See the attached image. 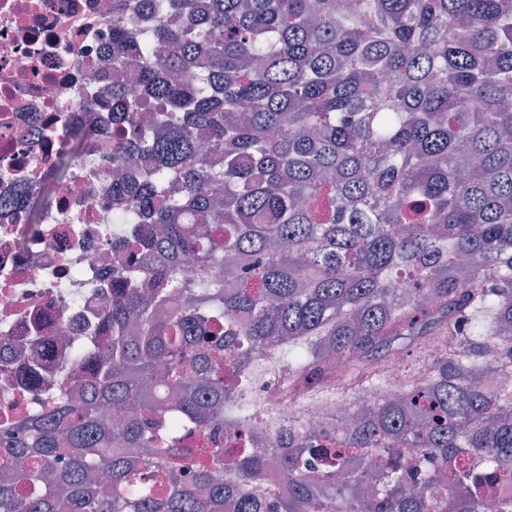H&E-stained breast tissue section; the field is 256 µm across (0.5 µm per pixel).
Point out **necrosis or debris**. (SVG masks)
<instances>
[{"instance_id": "4bbe7bcc", "label": "necrosis or debris", "mask_w": 512, "mask_h": 512, "mask_svg": "<svg viewBox=\"0 0 512 512\" xmlns=\"http://www.w3.org/2000/svg\"><path fill=\"white\" fill-rule=\"evenodd\" d=\"M83 27L93 40L67 45V36ZM111 52L112 0H0V358L11 369L30 363L29 336L50 337L55 358L68 357L102 310L103 291L128 271L121 243L134 227L112 203L111 154L89 153L33 238L25 236L19 204L52 169L70 113L106 140L122 126L121 113L97 108L101 84L83 83V57L107 60ZM249 383L272 417L270 441L287 440L292 401L307 403L304 426L327 432L350 403L332 377L296 392L282 369Z\"/></svg>"}]
</instances>
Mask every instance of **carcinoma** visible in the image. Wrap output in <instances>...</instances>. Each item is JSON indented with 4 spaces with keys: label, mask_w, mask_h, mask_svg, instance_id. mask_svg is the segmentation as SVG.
Segmentation results:
<instances>
[{
    "label": "carcinoma",
    "mask_w": 512,
    "mask_h": 512,
    "mask_svg": "<svg viewBox=\"0 0 512 512\" xmlns=\"http://www.w3.org/2000/svg\"><path fill=\"white\" fill-rule=\"evenodd\" d=\"M131 55L140 92L114 80L112 111L149 165L112 201L143 226L130 247L167 260L74 345L81 392L0 435V512H483L512 473V385L491 386L512 374V0H114L112 72L86 67L103 82ZM150 98L164 137L140 123ZM96 139L66 130L27 224ZM32 342L17 377L50 391L52 341ZM395 350L412 387L334 441L382 450L377 493L314 480L311 429L288 498L256 497L265 457L224 449L255 413L224 423L226 378L269 353L316 384L334 353L378 395Z\"/></svg>",
    "instance_id": "cac0c4a2"
}]
</instances>
